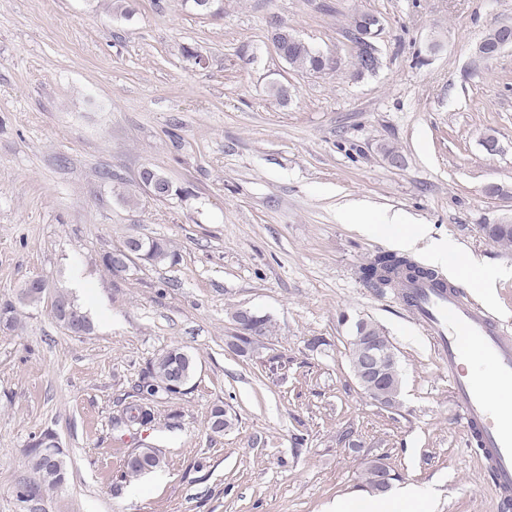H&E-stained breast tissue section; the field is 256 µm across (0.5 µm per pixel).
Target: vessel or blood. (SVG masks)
Returning <instances> with one entry per match:
<instances>
[{
  "label": "vessel or blood",
  "mask_w": 512,
  "mask_h": 512,
  "mask_svg": "<svg viewBox=\"0 0 512 512\" xmlns=\"http://www.w3.org/2000/svg\"><path fill=\"white\" fill-rule=\"evenodd\" d=\"M410 314L435 338L470 443L481 448L499 502L512 500V395L491 401L486 375L512 384V330L449 287L420 277L406 285Z\"/></svg>",
  "instance_id": "vessel-or-blood-1"
}]
</instances>
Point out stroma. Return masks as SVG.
Instances as JSON below:
<instances>
[{
	"instance_id": "stroma-1",
	"label": "stroma",
	"mask_w": 512,
	"mask_h": 512,
	"mask_svg": "<svg viewBox=\"0 0 512 512\" xmlns=\"http://www.w3.org/2000/svg\"><path fill=\"white\" fill-rule=\"evenodd\" d=\"M220 7L0 0V512H329L366 491L376 461L395 484L429 490L432 512H499L431 336L397 290L360 278L393 251L390 236L340 212L396 213L453 238L497 277L486 291L448 279L512 323V250L480 230L512 220V47L490 62L475 54L491 28L512 26V0ZM357 12L379 21L373 73L357 71ZM281 25L342 68L289 67L272 43ZM146 167L175 195L144 191ZM491 184L504 195H487ZM130 235L167 239L174 260L107 271L103 256ZM37 277L48 296L22 304ZM60 292L90 332L55 318ZM238 309L275 326L246 355L228 345ZM360 319L396 349L395 407L356 384L349 330ZM173 347L194 358L193 378L151 398V424H116ZM218 408L231 420L220 433L208 426ZM45 432L67 479L19 502ZM139 448L161 465L125 477Z\"/></svg>"
}]
</instances>
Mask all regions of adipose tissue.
I'll list each match as a JSON object with an SVG mask.
<instances>
[{"label":"adipose tissue","mask_w":512,"mask_h":512,"mask_svg":"<svg viewBox=\"0 0 512 512\" xmlns=\"http://www.w3.org/2000/svg\"><path fill=\"white\" fill-rule=\"evenodd\" d=\"M381 228L393 233L396 245L404 249L415 248L421 240H430L431 259L434 263L447 264L464 272L465 280L471 287L481 288L486 285V269L463 253L453 239H431L426 225L405 224L395 216L382 217ZM332 512H430V493L427 489L411 484L394 488L384 496L362 493L347 500L336 501Z\"/></svg>","instance_id":"ef3b65f1"}]
</instances>
